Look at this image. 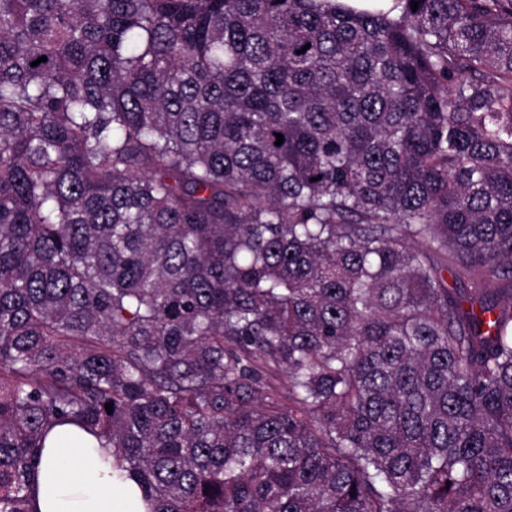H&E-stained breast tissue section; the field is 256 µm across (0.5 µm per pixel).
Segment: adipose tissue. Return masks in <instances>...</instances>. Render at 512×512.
Here are the masks:
<instances>
[{"instance_id":"adipose-tissue-1","label":"adipose tissue","mask_w":512,"mask_h":512,"mask_svg":"<svg viewBox=\"0 0 512 512\" xmlns=\"http://www.w3.org/2000/svg\"><path fill=\"white\" fill-rule=\"evenodd\" d=\"M111 449L56 429L46 448L34 487L38 512H145L138 486L112 479Z\"/></svg>"}]
</instances>
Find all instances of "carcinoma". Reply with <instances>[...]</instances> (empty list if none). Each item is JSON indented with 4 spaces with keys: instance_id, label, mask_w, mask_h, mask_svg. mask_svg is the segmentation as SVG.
Instances as JSON below:
<instances>
[{
    "instance_id": "obj_1",
    "label": "carcinoma",
    "mask_w": 512,
    "mask_h": 512,
    "mask_svg": "<svg viewBox=\"0 0 512 512\" xmlns=\"http://www.w3.org/2000/svg\"><path fill=\"white\" fill-rule=\"evenodd\" d=\"M417 2L0 0V512L61 426L147 512H512V0Z\"/></svg>"
}]
</instances>
